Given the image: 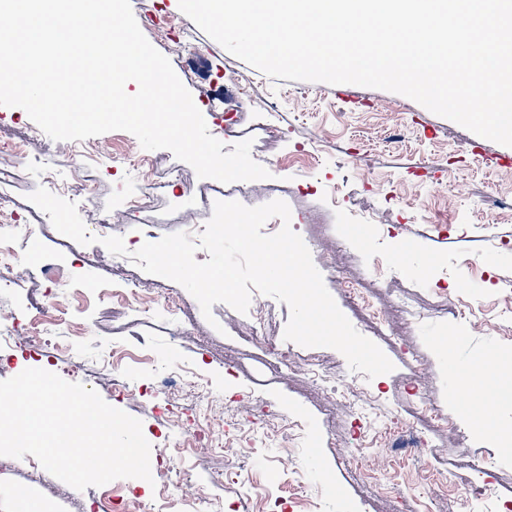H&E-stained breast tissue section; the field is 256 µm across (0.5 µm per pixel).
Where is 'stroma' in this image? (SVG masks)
I'll use <instances>...</instances> for the list:
<instances>
[{
	"label": "stroma",
	"mask_w": 512,
	"mask_h": 512,
	"mask_svg": "<svg viewBox=\"0 0 512 512\" xmlns=\"http://www.w3.org/2000/svg\"><path fill=\"white\" fill-rule=\"evenodd\" d=\"M166 6L182 27L194 29L196 51L185 52L176 30L152 20ZM148 41L172 63L191 92L212 136L225 145L253 138L251 156L269 179L224 184L199 178L167 150L147 151L125 131L93 137L101 151L83 153L82 141H56L34 126L25 110L0 106V143L30 131L23 155L0 154V176L14 183L13 206L32 228L48 262L72 273L82 297L65 311L48 312L43 341H0V381L29 367L95 389L111 406L141 420L151 445L152 478L117 479L105 488L78 491L52 474L28 476L32 455L0 457V512H13L25 489L44 512H93L102 493L137 490L150 512H192L196 493L211 512H256L240 474L261 486L266 512H459L458 491L471 512H495L512 499V406H503L491 437L462 410L469 385L461 372L474 359L504 368L512 362V147L480 137L419 103L385 90L291 81L267 76L227 52L179 9L178 0H131ZM253 103L241 104L243 92ZM146 160L150 175L113 155V143ZM51 151L54 180L35 165L34 154ZM496 158L484 169L481 156ZM48 186L76 203L97 243L78 244L53 227L27 194ZM136 193L141 209L124 212L118 201ZM256 207L285 201L313 263L354 328L393 362L391 373L368 381L377 413L424 432L430 445L398 453L397 487L367 480L349 457L359 428L353 400L329 393L300 370L281 365L278 351L333 375L349 373L344 356L326 347L288 345L283 338L287 304L265 297L263 318L214 304L205 319L181 285L116 262L100 243L119 236L127 249L185 232L199 238L215 201ZM414 241L402 252L400 243ZM0 278V324L25 321L34 303L59 293L41 277L31 252L20 251ZM132 282L157 296L146 316L133 318L110 291ZM178 296L180 310L163 301ZM385 322L367 323L364 302ZM84 322L74 335L75 322ZM127 353L120 367L112 351ZM179 374L182 392L171 397L159 385ZM129 384L135 395L120 392ZM204 388L208 404L188 398ZM222 408L226 431L248 429L243 413L272 411L297 424L298 446L282 458L275 442L248 437L233 463L223 449L201 457L180 443L204 425L208 406ZM183 477L180 490L159 496L167 472ZM455 492H448V485Z\"/></svg>",
	"instance_id": "35a3bbf8"
}]
</instances>
